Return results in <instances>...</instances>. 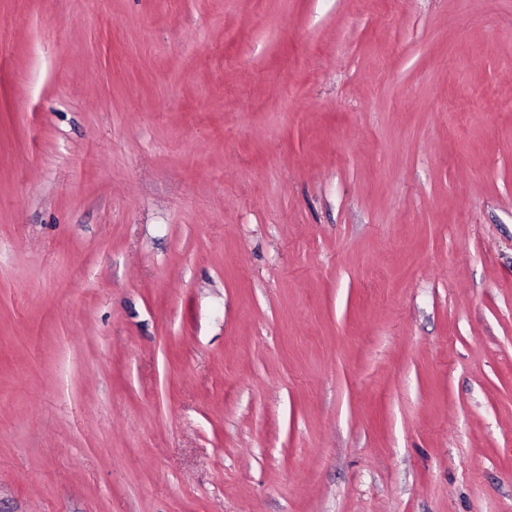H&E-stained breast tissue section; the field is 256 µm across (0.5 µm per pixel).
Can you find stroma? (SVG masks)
<instances>
[{
	"mask_svg": "<svg viewBox=\"0 0 512 512\" xmlns=\"http://www.w3.org/2000/svg\"><path fill=\"white\" fill-rule=\"evenodd\" d=\"M512 0H0V512H512Z\"/></svg>",
	"mask_w": 512,
	"mask_h": 512,
	"instance_id": "1",
	"label": "stroma"
}]
</instances>
